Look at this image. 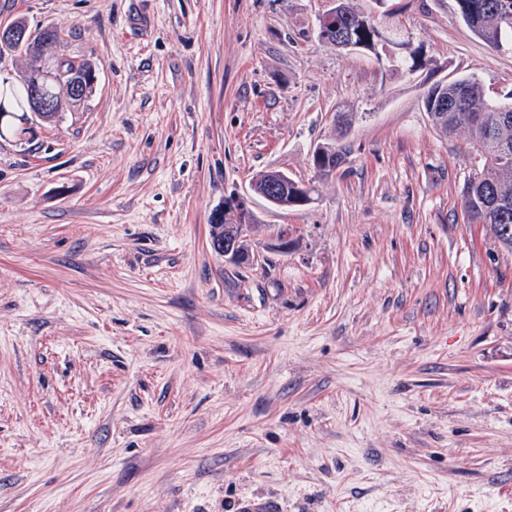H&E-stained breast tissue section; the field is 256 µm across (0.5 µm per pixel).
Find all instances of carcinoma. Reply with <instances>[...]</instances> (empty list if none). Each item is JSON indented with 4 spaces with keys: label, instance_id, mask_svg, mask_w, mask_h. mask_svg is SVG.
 <instances>
[{
    "label": "carcinoma",
    "instance_id": "carcinoma-1",
    "mask_svg": "<svg viewBox=\"0 0 512 512\" xmlns=\"http://www.w3.org/2000/svg\"><path fill=\"white\" fill-rule=\"evenodd\" d=\"M462 21L489 46H512V0H456ZM390 9L375 17L359 12L351 0L337 5L336 25L317 27L323 43L350 38L354 44L375 55L403 45V29ZM59 29H54L50 50L40 45L17 47L0 42V54L34 55L45 58L43 90L55 102V112L45 122L52 123L62 112L84 104L75 100L69 89V77L85 82L86 97H91L97 79L96 66L56 52ZM32 72L0 75V139L23 142L34 133L30 126V81ZM425 108L440 119L433 124L452 137L460 131L468 134L471 152L480 158L478 169L466 183L462 206L468 218L481 224L500 247L512 254V101H493L486 97L482 82L474 76L456 79L446 85L431 86L425 96Z\"/></svg>",
    "mask_w": 512,
    "mask_h": 512
}]
</instances>
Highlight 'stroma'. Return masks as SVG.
Here are the masks:
<instances>
[{"instance_id":"1","label":"stroma","mask_w":512,"mask_h":512,"mask_svg":"<svg viewBox=\"0 0 512 512\" xmlns=\"http://www.w3.org/2000/svg\"><path fill=\"white\" fill-rule=\"evenodd\" d=\"M389 4L420 69L319 42L324 0H0L97 66L0 140V512H512V255L424 105L504 98L512 50ZM267 170L315 199L253 196L259 260L225 262L211 215ZM288 182L297 184L296 181H294L291 177L288 176V173L284 171L276 170L272 174V182L270 183V188L266 192L265 196L263 197L270 205L275 207L276 209L285 210L288 206H305L309 203L302 202V203H295V204H287L282 201L280 198V187L286 186Z\"/></svg>"}]
</instances>
